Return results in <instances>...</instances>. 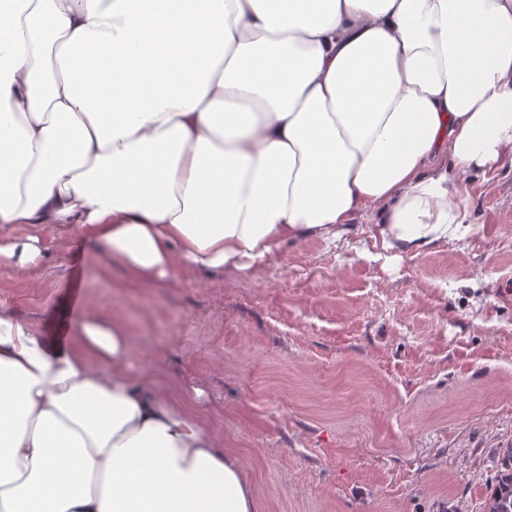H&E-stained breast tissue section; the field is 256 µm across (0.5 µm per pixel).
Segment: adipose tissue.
<instances>
[{
	"label": "adipose tissue",
	"instance_id": "1",
	"mask_svg": "<svg viewBox=\"0 0 512 512\" xmlns=\"http://www.w3.org/2000/svg\"><path fill=\"white\" fill-rule=\"evenodd\" d=\"M506 157L512 0H0V266L76 229L147 286L256 271L368 209L416 255L466 237L463 182ZM80 329L0 314V512H256L124 336Z\"/></svg>",
	"mask_w": 512,
	"mask_h": 512
}]
</instances>
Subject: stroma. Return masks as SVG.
<instances>
[{
  "mask_svg": "<svg viewBox=\"0 0 512 512\" xmlns=\"http://www.w3.org/2000/svg\"><path fill=\"white\" fill-rule=\"evenodd\" d=\"M463 239L383 251L377 213L285 243L259 272L147 287L69 232L0 313L80 347L116 325L131 375L190 403L260 512H484L512 448V161L471 177Z\"/></svg>",
  "mask_w": 512,
  "mask_h": 512,
  "instance_id": "35a3bbf8",
  "label": "stroma"
}]
</instances>
